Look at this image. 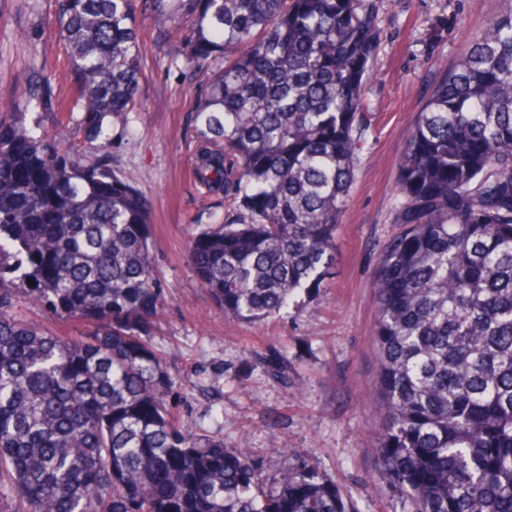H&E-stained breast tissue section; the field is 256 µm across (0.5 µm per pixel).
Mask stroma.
Instances as JSON below:
<instances>
[{
  "mask_svg": "<svg viewBox=\"0 0 512 512\" xmlns=\"http://www.w3.org/2000/svg\"><path fill=\"white\" fill-rule=\"evenodd\" d=\"M376 3L369 124L336 232L335 272L288 314L256 324L225 319L188 261L192 237L223 223L230 208L193 176L201 77L175 60L181 15L163 33L137 8L138 106L113 127L110 146H85L89 161L112 167L151 206L164 294L151 341L167 360L181 419L227 447L249 449L270 476L309 461L336 483L349 512H403L378 466L384 416L374 405L373 285L381 250L398 230L399 158L441 72L494 18L512 12V0ZM54 13V0H0V108L22 84L71 95Z\"/></svg>",
  "mask_w": 512,
  "mask_h": 512,
  "instance_id": "stroma-1",
  "label": "stroma"
}]
</instances>
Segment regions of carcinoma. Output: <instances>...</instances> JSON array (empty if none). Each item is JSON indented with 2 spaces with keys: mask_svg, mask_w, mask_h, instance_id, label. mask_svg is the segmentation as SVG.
<instances>
[{
  "mask_svg": "<svg viewBox=\"0 0 512 512\" xmlns=\"http://www.w3.org/2000/svg\"><path fill=\"white\" fill-rule=\"evenodd\" d=\"M88 143L137 103L134 0H55ZM189 22L205 77L195 177L231 218L188 260L224 316H276L332 274L365 127L378 12L364 0H145ZM0 111V499L20 512H347L309 462L270 487L245 448L201 435L169 403L150 336L163 301L148 208L80 145ZM378 263L374 332L390 492L411 512H512V12L435 82L401 153ZM32 284H27V281ZM85 323L46 334L18 288Z\"/></svg>",
  "mask_w": 512,
  "mask_h": 512,
  "instance_id": "cac0c4a2",
  "label": "carcinoma"
}]
</instances>
